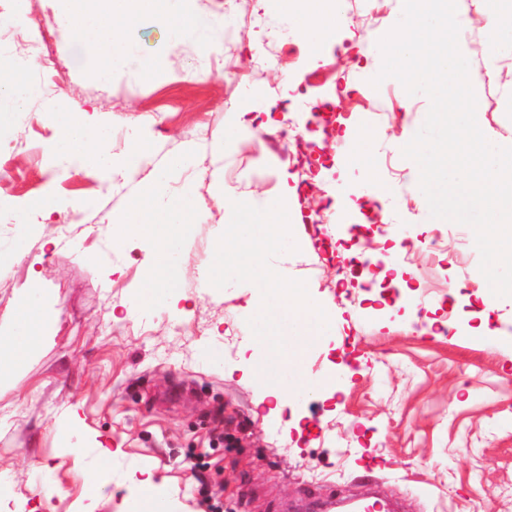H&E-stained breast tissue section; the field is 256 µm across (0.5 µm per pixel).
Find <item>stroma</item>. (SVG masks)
Masks as SVG:
<instances>
[{
    "instance_id": "obj_1",
    "label": "stroma",
    "mask_w": 512,
    "mask_h": 512,
    "mask_svg": "<svg viewBox=\"0 0 512 512\" xmlns=\"http://www.w3.org/2000/svg\"><path fill=\"white\" fill-rule=\"evenodd\" d=\"M496 0H457L468 19L460 50L476 88V119L486 138L512 146V47L494 48L489 17ZM343 24L313 52L284 29L271 0H195L203 16L224 19V38L185 37L146 15L122 30L153 72L134 80L91 75L72 55L57 0H21V20L0 30V69L30 62L42 41L59 61L31 64L30 80L64 111L102 128L95 150L115 159L146 136L152 163L80 172L49 157L52 116L0 118V241L18 219L31 229L15 254L0 257V323L29 283L53 289L59 315L53 343L33 351L21 372L0 380V512H141L132 483L151 467L176 493L180 512H306L317 499L370 493L399 512H512V297L487 298L473 230L433 219L413 161L394 153L422 126L426 95L395 84L371 95L381 57L361 46L400 20L403 0H337ZM375 136L358 143L346 127L309 125L325 99ZM275 106L278 127H301L287 152L270 130L239 131L232 115ZM359 144L358 171L337 166V143ZM192 154L170 181L173 206L145 210L144 224L178 225L176 260L164 303L140 313L133 301L154 272L146 239L120 235L133 195L170 161ZM373 178L390 190L382 208L357 201L379 248L396 246L393 267L356 274L329 253L325 238L337 184ZM286 206L297 251L280 269L304 281L330 320L320 336H301L288 360L310 382L278 393L249 365L247 324L259 289L205 278L231 219L230 197ZM84 201L66 223L68 204ZM76 411L86 442L120 450L112 482L91 490L88 461L62 455L56 418ZM51 470L53 488L39 478Z\"/></svg>"
}]
</instances>
